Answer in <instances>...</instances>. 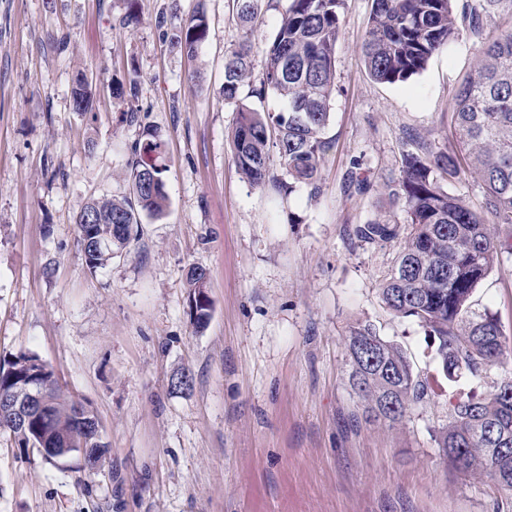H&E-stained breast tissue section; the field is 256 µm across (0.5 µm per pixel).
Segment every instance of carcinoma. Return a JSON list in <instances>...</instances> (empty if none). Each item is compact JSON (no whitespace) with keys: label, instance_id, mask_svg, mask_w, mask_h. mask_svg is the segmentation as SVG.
<instances>
[{"label":"carcinoma","instance_id":"obj_1","mask_svg":"<svg viewBox=\"0 0 512 512\" xmlns=\"http://www.w3.org/2000/svg\"><path fill=\"white\" fill-rule=\"evenodd\" d=\"M239 20L257 16L260 0H235ZM347 0H291L270 43L258 97L271 91L283 102L277 112L239 106L232 131L233 161L242 177L261 186L270 176V155L276 151L288 176L313 183L321 155L328 148L323 134L331 115L335 89V47ZM372 0L370 26L362 53L377 82H405L425 69L439 49L463 36L472 39L477 56L473 72L453 98L456 148L408 151L400 177L389 192L404 212L403 223L370 219L354 229L368 245L399 242L392 265L380 280L388 310L411 318L436 344V358L445 377L462 374L482 381L504 362V333L497 315L473 309L476 288L512 254V245L496 237L488 223L512 224V29H488L494 0ZM205 15L194 16L176 36V44L192 57L205 41ZM249 40L228 50L224 60V100L238 99L250 82ZM92 85L80 81L72 89L74 110L90 111ZM132 190L121 198L92 200L75 220L87 268L107 266L138 235L143 214L160 217L168 208L162 143L147 133L133 150ZM154 185H136L141 174ZM477 177L481 202L474 207L448 192L445 184ZM95 212L97 223H85ZM189 316L198 330L207 327L212 311L210 282L199 267L186 278ZM348 384L358 400L353 421L383 422L395 427L423 396L419 374L398 344L383 339L369 324L358 323L346 336ZM31 351L0 356V394H16L33 384L46 399L18 423L0 414V432L21 451L55 448L46 459L57 464L73 455L102 468L108 447L102 441L94 411L65 392L50 368L37 365ZM435 445L449 465L464 473L486 475L512 491V376L492 381L487 394L471 389L451 404L448 421L432 430Z\"/></svg>","mask_w":512,"mask_h":512}]
</instances>
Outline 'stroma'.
I'll return each instance as SVG.
<instances>
[{
    "instance_id": "obj_1",
    "label": "stroma",
    "mask_w": 512,
    "mask_h": 512,
    "mask_svg": "<svg viewBox=\"0 0 512 512\" xmlns=\"http://www.w3.org/2000/svg\"><path fill=\"white\" fill-rule=\"evenodd\" d=\"M287 5L261 0L247 33L228 0H0V354L37 353L92 406L108 445L90 476L79 457L54 466L0 434V512H492L505 499L431 438L460 389L488 382L444 378L424 330L381 301L394 247L352 233L402 220L387 200L402 154L448 144L471 44L441 49L406 82H376L361 57L371 0H347L315 184L284 189L274 154L270 181L253 187L233 162L224 53L249 38L241 102L275 108L253 91ZM199 10L209 35L190 59L175 36ZM82 77L96 88L86 113L71 102ZM133 78L132 124L115 90ZM146 128L163 143L169 208L89 272L75 218L93 198L129 194ZM351 174L367 193H348ZM193 266L214 305L201 331L187 312ZM473 300L504 326L508 356L490 380L512 373V258ZM358 322L400 344L423 381L399 426L351 422L345 342ZM180 371L193 384L175 392Z\"/></svg>"
}]
</instances>
